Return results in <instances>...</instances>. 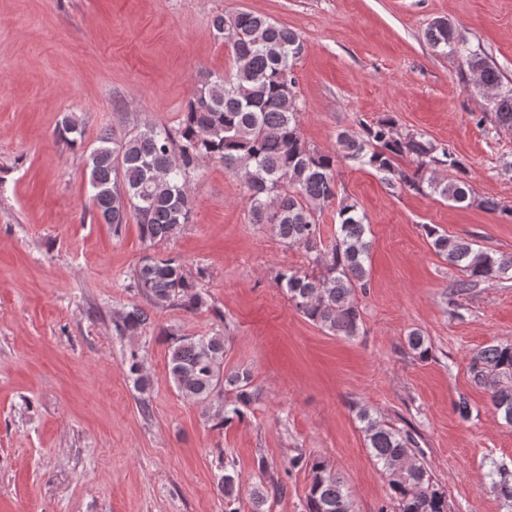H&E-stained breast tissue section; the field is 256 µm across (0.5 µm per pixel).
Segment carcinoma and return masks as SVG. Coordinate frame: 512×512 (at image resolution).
I'll return each instance as SVG.
<instances>
[{
  "label": "carcinoma",
  "instance_id": "cac0c4a2",
  "mask_svg": "<svg viewBox=\"0 0 512 512\" xmlns=\"http://www.w3.org/2000/svg\"><path fill=\"white\" fill-rule=\"evenodd\" d=\"M211 23L235 61L232 77L202 75L174 130L148 124L120 139L103 133L89 155L92 206L115 230L135 217L142 240L152 246L190 223L187 185L200 163L224 164L249 191L248 223L264 226L285 246L306 252L313 272L285 267L277 274L293 307L328 333L353 337L361 321L359 294L370 286L372 240L366 215L347 197L339 202L333 238L322 241L318 213L336 200L338 174L336 155L317 149L301 134L294 67L305 51L304 40L295 30L250 12L219 13ZM426 39L443 53L464 56L468 70L479 72L475 88L490 105L480 121L512 127V80L486 56L470 50L465 36L445 20L430 23ZM359 126L354 135H340L342 156L374 170L386 186L512 219V207L476 195L463 163L447 145L421 133L398 131L389 115ZM405 161L410 166H403ZM424 230L435 252L462 274L450 284L449 300L482 282L512 279V255L451 239L433 225ZM203 276L202 269L192 276L173 257L145 255L135 268L133 285L148 306L133 305L116 314V334L131 336L150 326L154 309L178 305L197 312L208 307L197 284ZM407 344L419 358L429 357L420 331H411ZM167 370L180 396L210 405L208 419L219 427L243 422L258 397L250 370H224V335L218 330L210 336L171 335ZM128 373L134 388L146 394L150 380L135 353L128 359ZM470 373L490 393L494 413L512 425V343L479 349L471 357ZM226 390L233 393L229 399L224 398ZM356 416L366 448L388 478L393 512H448L446 493L411 453L417 446L411 432L386 424L366 407ZM293 465L311 474L304 512H353L349 487L327 464L299 456ZM487 477L512 506V474L495 466ZM216 487L224 503L234 502L239 474L222 467ZM285 490L279 480L255 488L253 512H264L269 493L277 496Z\"/></svg>",
  "mask_w": 512,
  "mask_h": 512
}]
</instances>
